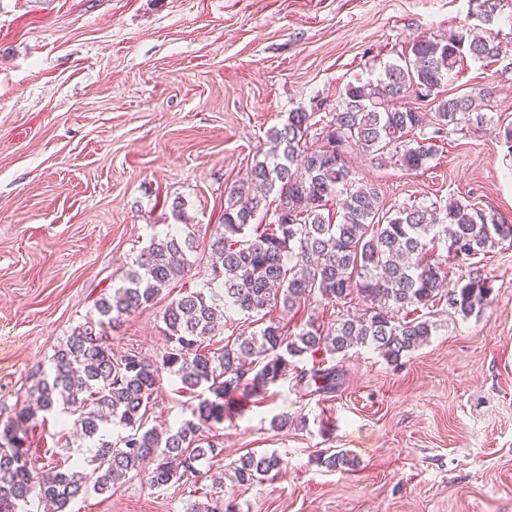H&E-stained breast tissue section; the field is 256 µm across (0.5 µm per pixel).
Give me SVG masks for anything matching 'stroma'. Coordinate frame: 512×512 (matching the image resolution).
I'll return each mask as SVG.
<instances>
[{"mask_svg": "<svg viewBox=\"0 0 512 512\" xmlns=\"http://www.w3.org/2000/svg\"><path fill=\"white\" fill-rule=\"evenodd\" d=\"M469 0H0V420L29 398L54 351L95 312L173 202L200 246L184 278L109 330L114 353L166 348L162 315L199 289L230 189L302 108L328 114L347 82L376 77L417 36L478 26ZM498 62L467 60L449 94L481 88L493 125L448 135L408 173L351 152L356 181L386 207L458 198L512 224V0H501ZM492 302L423 310L428 342L390 363L350 350L335 394L292 381L233 403L224 450L196 477L150 488L128 476L71 512H186L240 456L277 453L274 479L224 484L236 512H512V243L477 255ZM193 392L165 377L147 424L189 417ZM305 427L273 425L281 413ZM40 464L93 454L48 415L26 442ZM352 469L317 462L327 449Z\"/></svg>", "mask_w": 512, "mask_h": 512, "instance_id": "35a3bbf8", "label": "stroma"}]
</instances>
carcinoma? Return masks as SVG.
Returning <instances> with one entry per match:
<instances>
[{"label": "carcinoma", "instance_id": "obj_1", "mask_svg": "<svg viewBox=\"0 0 512 512\" xmlns=\"http://www.w3.org/2000/svg\"><path fill=\"white\" fill-rule=\"evenodd\" d=\"M471 2L476 18L493 25L499 0ZM502 53L494 37L466 30L418 36L376 78L346 83L329 120L322 123L304 109L288 113L282 127L269 131L264 158L228 194L222 230L208 244L207 283L166 307L161 359L131 352L115 358L104 341L106 329L185 277L198 248L187 224H169L153 234L120 284L96 301V315L55 350L49 371L30 387L34 402L0 421V512H25L35 497L66 512L89 480L98 492L116 490L131 473L151 488L178 482L223 451L217 430L229 400L240 392L264 399L288 375L293 359L312 358L311 367L295 371L299 395L331 394L343 376L336 359L351 348L369 346L396 363L428 341L433 323L411 313L441 301L464 317L483 310L492 293L485 270L470 266L452 283L437 249L465 262L500 239L512 240V225L451 198L387 209L376 187L354 185L347 154L358 150L409 173L426 168L448 133L493 124L488 113L478 111L486 90L446 97L448 77L468 57L492 63ZM412 91L434 97V112L408 107ZM316 126L319 131L311 133ZM272 192L278 195L273 220L253 223ZM333 200L342 209L337 223L324 214ZM313 298L344 310L327 326L310 320L295 333L267 318L277 306L296 314ZM234 314L260 327L208 349L205 339L218 321ZM165 373L198 394L191 417L160 433L146 427L145 415ZM53 412L70 417L76 437L95 448L91 473L67 458L44 469L25 447V431L39 414ZM113 429L119 430L114 439ZM318 460L329 469L351 466L340 451ZM282 465L274 453L249 452L231 464L230 479L240 486L260 483L279 474ZM191 512H230V506L211 493Z\"/></svg>", "mask_w": 512, "mask_h": 512}]
</instances>
